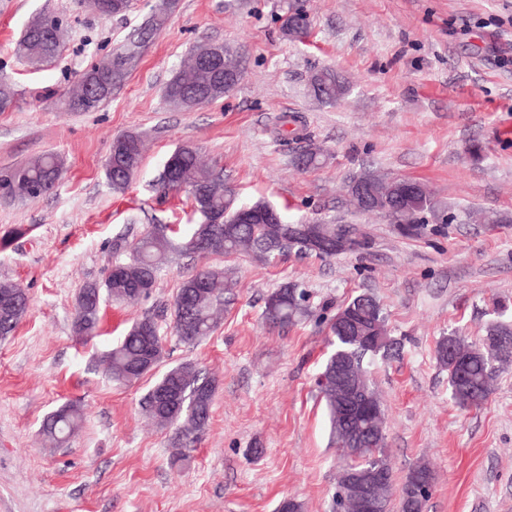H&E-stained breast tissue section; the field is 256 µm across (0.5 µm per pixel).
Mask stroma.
Returning a JSON list of instances; mask_svg holds the SVG:
<instances>
[{
	"label": "stroma",
	"instance_id": "obj_1",
	"mask_svg": "<svg viewBox=\"0 0 512 512\" xmlns=\"http://www.w3.org/2000/svg\"><path fill=\"white\" fill-rule=\"evenodd\" d=\"M149 4L132 0L125 16L105 18L83 0H0V77L18 91L16 107L0 112V178L46 151L65 160L50 194L0 193V234L28 229L0 248V282L30 297L0 341V512H277L288 498L302 512H331L343 462L316 379L334 351L333 314L363 293L380 302L395 344L369 365L395 484L425 460L436 474L426 512H512V362L499 366L481 407L463 409L435 358L444 336L475 341L490 325H512V0H179L109 101L67 111L64 93L124 44ZM296 8L309 21L300 39L282 32ZM40 10L60 16L68 38L35 70L16 47ZM204 42L236 51L242 78L220 100L175 109L164 88ZM325 67L346 84L332 105L307 91ZM285 113L325 150L322 165L294 166L301 144L276 130ZM126 133L142 138L143 160L116 194L105 162ZM181 145L216 161L240 203L272 204L291 222L353 225L368 246L326 259L291 252L267 265L245 254L178 257L148 299L103 300L100 335L76 337L79 292L128 259L117 237L194 223L188 193H157ZM364 171L424 183L438 216L405 235L389 218L355 211L346 185ZM489 212L499 223L482 222ZM203 268L224 272V318L189 348L173 333V303ZM285 282L306 288L312 313L272 329L264 297ZM147 313L164 338L162 367L191 361L218 382L209 426L180 467L171 430L141 409L152 378L120 386L99 365ZM68 403L82 406L84 424L51 446L42 421Z\"/></svg>",
	"mask_w": 512,
	"mask_h": 512
}]
</instances>
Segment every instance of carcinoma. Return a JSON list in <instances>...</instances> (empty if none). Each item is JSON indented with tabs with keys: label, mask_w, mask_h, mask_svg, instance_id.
I'll list each match as a JSON object with an SVG mask.
<instances>
[{
	"label": "carcinoma",
	"mask_w": 512,
	"mask_h": 512,
	"mask_svg": "<svg viewBox=\"0 0 512 512\" xmlns=\"http://www.w3.org/2000/svg\"><path fill=\"white\" fill-rule=\"evenodd\" d=\"M175 7V0H153L148 17L151 27L138 28L130 34L124 45V56L115 62L117 82L123 83L135 69L142 50L153 37L166 27ZM48 14L39 12L32 15L25 32L17 44V52L27 62L40 67L53 60L64 43L62 23L55 21L52 26L55 37L48 39L40 28L46 25ZM308 20L305 13L296 9L285 21L284 32L291 38H300L307 33ZM205 45H197L186 62L180 65L165 88L169 104L177 109L190 111L196 105L186 101L177 102L174 98L181 90L195 93L205 90L211 83L210 75L199 68L196 59ZM90 71L83 72L64 99L65 108L70 112H90L109 99V96L92 97L87 93ZM310 93L324 103H334L345 92V85L336 72L321 69L315 72L309 82ZM18 93L7 79H0V112L16 106ZM143 157V140H134L133 151L128 165L120 169H106L109 186L115 193L124 192L137 175ZM58 155L52 152L33 157L25 165L17 168L12 176L41 186L40 195L53 191L62 171L57 165ZM358 181H369L381 197L378 213L406 226L407 231L418 229L424 214L434 209L433 195L425 188L404 195L400 189L401 180H387L367 172L356 177ZM201 185L207 190L206 202L192 199L195 213H204V207L224 212V224L215 227L205 224H153L131 246L129 261L124 263V271L119 276H111L103 285L89 284L82 289L85 295L83 304L77 306L74 332L78 336L95 335L101 322L100 303L95 300L97 289H102L112 300L135 305L134 289H152L163 265L176 256H196V240L203 234L213 241L209 254L230 255L245 252L261 262H267L279 255L296 251L310 255L312 250L305 246L303 225L292 224L284 217L277 221L255 224H239L236 215L242 205L235 195L224 188V176L218 165H207L200 161L197 151L182 150L177 178L161 182L165 192L191 189ZM319 232L326 248L317 252L320 257L338 254L337 242L349 243L353 252L368 245L366 237L356 229L342 224H321ZM208 280V288L200 291L194 287L196 279ZM0 290L15 295L16 306L10 313L0 310V331L12 335L26 316L30 299L24 289L9 283L0 282ZM224 307V271L201 270L185 279L174 299V331L179 341L191 346L210 335L218 324ZM353 312L357 321L366 328L369 339L359 345L342 338L337 323L330 324L336 350L347 356L349 365L356 370L364 365L367 356L373 354L376 346L374 324L385 322L380 303L369 294H362L338 307L336 314ZM310 314L308 293L295 284H284L271 291L264 300L262 316L273 327L294 325ZM163 357V338L155 317L143 315L137 320L122 339L111 350L101 356L100 363L112 381L130 384L155 370ZM436 358L448 370V384L456 403L464 408L478 407L487 399L491 383L496 374V364L512 361V327L491 325L478 341L468 343L459 336L442 338L436 347ZM321 398L325 403L330 422L332 442L339 456L346 460V467L355 470L380 468L391 473L387 459L383 455L385 447V412L373 388H368L371 410L367 411L366 421L377 428L374 440L354 443L351 426L338 405L336 385V361L328 359L317 379ZM170 387L176 391L180 406L164 413L157 409L152 394L158 389ZM216 393V381L191 362L180 363L162 372L142 399V408L160 427L173 429L172 445L175 452L172 464L178 465L188 459V452L205 433L211 416ZM82 421V411L74 405H65L48 416L42 425V434L52 445H62L78 430ZM435 471L430 464L420 462L409 471L399 493V512H424L426 502L434 486ZM333 512H360L354 495L337 487Z\"/></svg>",
	"instance_id": "obj_1"
}]
</instances>
